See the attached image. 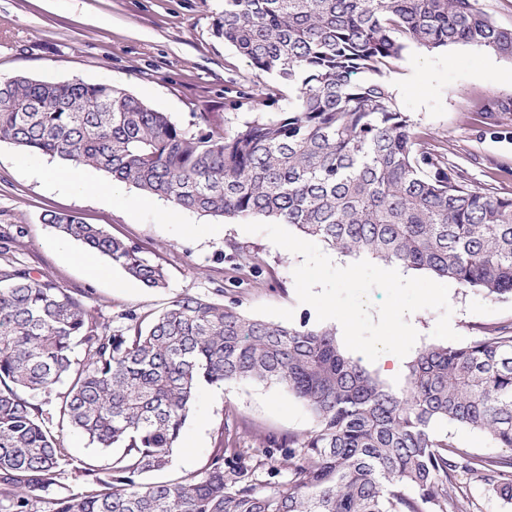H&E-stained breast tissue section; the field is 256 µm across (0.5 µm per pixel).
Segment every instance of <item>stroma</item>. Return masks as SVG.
<instances>
[{
  "mask_svg": "<svg viewBox=\"0 0 512 512\" xmlns=\"http://www.w3.org/2000/svg\"><path fill=\"white\" fill-rule=\"evenodd\" d=\"M224 0H0V78L109 81L180 123L208 113L224 124V89L274 84L223 39L213 22ZM401 111L429 135L472 183L512 193V125L490 126L481 108L512 98V58L471 44L442 51L409 48L383 76ZM73 213L101 224L112 236L137 244L163 267L166 284L120 290L113 277L95 276L76 240L61 236L42 217ZM80 291L102 321L128 310L157 312L184 295L236 303L246 315L271 322L317 325L315 309L299 303L293 278L301 256L249 234L237 219L202 216L173 207L128 184L112 183L89 166L47 157H22L0 143V261ZM451 326L462 337L483 326L512 322V297L492 300L474 288L449 286ZM246 419L268 434L309 432L306 408L282 389L255 383L201 385L165 470L147 474L165 482L202 468Z\"/></svg>",
  "mask_w": 512,
  "mask_h": 512,
  "instance_id": "obj_1",
  "label": "stroma"
}]
</instances>
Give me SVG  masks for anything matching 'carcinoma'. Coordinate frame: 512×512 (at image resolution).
<instances>
[{"mask_svg": "<svg viewBox=\"0 0 512 512\" xmlns=\"http://www.w3.org/2000/svg\"><path fill=\"white\" fill-rule=\"evenodd\" d=\"M213 33L278 81L227 88L224 128L205 113L182 126L109 82L16 75L0 78V141L184 210L262 216L346 256L512 295V194L448 164L383 80L411 46L511 58L512 30L480 0H224ZM285 90L288 110L268 115ZM244 107L253 117L241 121ZM484 112L501 126L512 100ZM43 220L145 288L164 286L162 268L105 226ZM121 318L114 329L82 293L0 263V512H473L456 494L463 476L512 503V455H475L435 429L461 425L512 450L511 323L425 346L394 389L345 353L334 326L259 320L193 295ZM232 381L285 389L313 430L262 436L241 420L283 460L219 448L200 470L143 482L168 466L197 389ZM53 392L54 417L34 402ZM66 427L100 455L72 456Z\"/></svg>", "mask_w": 512, "mask_h": 512, "instance_id": "1", "label": "carcinoma"}]
</instances>
